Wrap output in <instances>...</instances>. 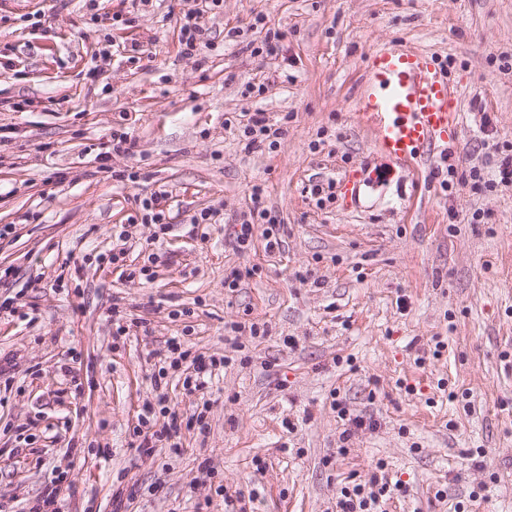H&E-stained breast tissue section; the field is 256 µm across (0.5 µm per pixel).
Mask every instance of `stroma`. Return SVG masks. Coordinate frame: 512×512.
<instances>
[{"instance_id":"35a3bbf8","label":"stroma","mask_w":512,"mask_h":512,"mask_svg":"<svg viewBox=\"0 0 512 512\" xmlns=\"http://www.w3.org/2000/svg\"><path fill=\"white\" fill-rule=\"evenodd\" d=\"M97 4L0 0V301L25 304L0 312V507L28 512L60 471L63 512H113L119 490L122 512H338L382 472L385 512H512V0H220L203 63L179 44L189 0ZM260 14L280 55L249 47ZM392 44L448 73L446 158L394 164L359 124L367 57ZM256 111L282 133L249 151ZM256 185L275 252L259 221L233 241ZM162 191L165 230L140 221ZM245 321L267 336L228 332ZM174 336L227 357L205 397L161 370ZM144 414L176 421L179 454H139Z\"/></svg>"}]
</instances>
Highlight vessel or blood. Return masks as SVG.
Returning a JSON list of instances; mask_svg holds the SVG:
<instances>
[{"instance_id":"vessel-or-blood-1","label":"vessel or blood","mask_w":512,"mask_h":512,"mask_svg":"<svg viewBox=\"0 0 512 512\" xmlns=\"http://www.w3.org/2000/svg\"><path fill=\"white\" fill-rule=\"evenodd\" d=\"M369 91L357 100L388 159L406 163L447 148L459 119L448 77L429 54L393 45L373 51Z\"/></svg>"}]
</instances>
